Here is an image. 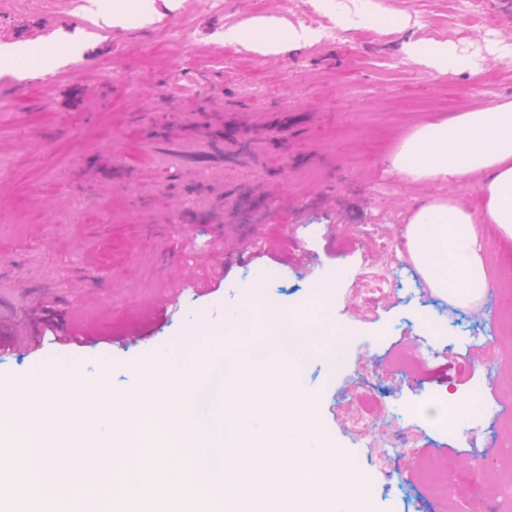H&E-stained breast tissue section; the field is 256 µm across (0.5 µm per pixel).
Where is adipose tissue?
I'll use <instances>...</instances> for the list:
<instances>
[{
	"label": "adipose tissue",
	"instance_id": "adipose-tissue-1",
	"mask_svg": "<svg viewBox=\"0 0 512 512\" xmlns=\"http://www.w3.org/2000/svg\"><path fill=\"white\" fill-rule=\"evenodd\" d=\"M226 37L271 55L312 41L316 33L265 16L227 31ZM403 50L438 71L473 66L451 41L424 50L409 40ZM392 165L413 181L441 183L452 177L476 182L484 196V223L496 225L503 238L512 240V101L419 128L403 141ZM475 221L459 202L435 198L415 209L405 233L408 253L432 290L470 309L478 308L487 285L485 242Z\"/></svg>",
	"mask_w": 512,
	"mask_h": 512
}]
</instances>
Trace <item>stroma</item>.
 <instances>
[{
    "mask_svg": "<svg viewBox=\"0 0 512 512\" xmlns=\"http://www.w3.org/2000/svg\"><path fill=\"white\" fill-rule=\"evenodd\" d=\"M339 15L317 0H140L125 27L96 25L93 0H0V44H15L30 65L50 43L69 37L53 73L0 70V329L21 328L34 348L0 354V383L25 382L33 369L65 380L103 381L120 394L157 380L149 352L207 356L196 323L223 336L228 313L245 305L230 283L271 266L288 273L266 285L262 304L298 308L329 285L342 299L329 315L344 334L350 368L379 366L363 381L331 376L326 357L303 372L318 398L314 421L327 445L343 449L362 473L370 512H512V290L485 295L479 312L441 303L413 267L397 269L398 288L369 309L352 296L342 268L378 267L405 237L410 215L434 197L455 198L474 214L482 195L455 181L410 182L392 167L418 127L512 100V60L489 61L491 42L512 43V17L480 0H356ZM333 31L277 55L225 40L258 16ZM384 13L410 17L398 31L374 24ZM184 27L188 43L170 28ZM447 40L478 62L475 71L438 72L407 56L406 40ZM294 119L258 152L226 151L201 125L205 112H236L258 127L272 113ZM248 188L270 205L247 248L226 240L234 214L216 198ZM84 207H77L78 199ZM317 235H310V226ZM488 281L512 280V242L484 227ZM176 308L149 341L108 345L154 320L156 303ZM57 324L44 335V318ZM98 337L65 346L75 330ZM432 344L434 355L419 351ZM481 386L496 414L451 437L417 410L425 398L470 399ZM394 412L414 424L410 454H392L381 471L347 430L348 410ZM453 458L448 494L432 489L426 463Z\"/></svg>",
    "mask_w": 512,
    "mask_h": 512,
    "instance_id": "stroma-1",
    "label": "stroma"
}]
</instances>
